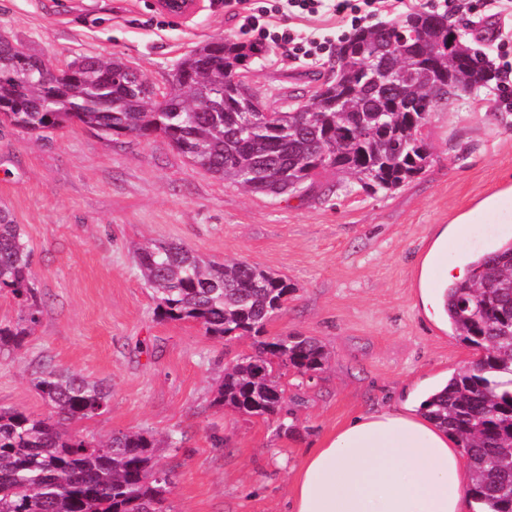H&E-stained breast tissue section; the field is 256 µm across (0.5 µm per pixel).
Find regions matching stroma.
Listing matches in <instances>:
<instances>
[{
	"instance_id": "stroma-1",
	"label": "stroma",
	"mask_w": 512,
	"mask_h": 512,
	"mask_svg": "<svg viewBox=\"0 0 512 512\" xmlns=\"http://www.w3.org/2000/svg\"><path fill=\"white\" fill-rule=\"evenodd\" d=\"M448 24L499 64L496 19ZM0 29L59 66L116 54L160 89L202 42H263L249 76L271 111L331 78L353 33L332 30L317 61L298 62L224 0H200L189 17L160 13L152 0H0ZM424 137L429 163L399 188L374 192L325 169L312 188L272 198L224 184L161 138L0 125V208L23 229L39 305L22 345L0 352V407L48 413L32 383L46 365L103 382L108 410L74 431L103 440L151 431L171 470L169 512H287L308 449L357 414L421 398L476 357L422 305L420 269L442 230L512 188V97L493 86L467 91L430 113ZM510 239L512 223L468 225L448 263L466 267ZM144 242L246 261L293 285L267 334L315 337L327 362L309 377L285 369L284 420L216 404L225 364L253 352V341L157 317L136 270ZM171 433L181 447H168Z\"/></svg>"
}]
</instances>
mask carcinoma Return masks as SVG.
I'll return each mask as SVG.
<instances>
[{
    "label": "carcinoma",
    "instance_id": "carcinoma-1",
    "mask_svg": "<svg viewBox=\"0 0 512 512\" xmlns=\"http://www.w3.org/2000/svg\"><path fill=\"white\" fill-rule=\"evenodd\" d=\"M419 14L390 25L405 52L426 51L435 36L426 26L411 35ZM377 30L354 33L339 49L336 77L315 92L304 112H247L233 78L264 47L231 39L204 42L173 70L161 99L141 97L125 85L131 69L112 55L80 56L45 81L54 64L22 45L0 42V122L27 132L80 125L107 136L161 137L192 164L224 182L268 193L279 184L292 192L313 185L332 167L353 180L392 189L421 173L430 157L421 130L426 100L448 76V55L402 93L375 88L365 70V49ZM486 57L460 82H487ZM138 267L153 290L162 319L193 321L205 334L231 340L256 337L254 352L224 370L216 403L249 417L283 410V368L301 375L322 369L325 353L311 336L264 337L266 325L288 302L293 287L276 273L247 262L208 260L174 243L137 249ZM31 251L20 225L0 209V290L26 303L36 322ZM454 333L479 353L423 403L427 417L448 430L466 462L467 494L476 512H512V241L475 256L468 275L445 291ZM28 329L0 326V350L21 345ZM35 389L51 407L47 415L0 408V512H166L171 472L155 457L152 433H119L107 441L70 433L65 425L106 411L102 383L57 368L41 370Z\"/></svg>",
    "mask_w": 512,
    "mask_h": 512
}]
</instances>
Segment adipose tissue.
Segmentation results:
<instances>
[{
  "instance_id": "1",
  "label": "adipose tissue",
  "mask_w": 512,
  "mask_h": 512,
  "mask_svg": "<svg viewBox=\"0 0 512 512\" xmlns=\"http://www.w3.org/2000/svg\"><path fill=\"white\" fill-rule=\"evenodd\" d=\"M440 234L421 272L423 303L456 276ZM465 468L454 438L418 408L360 414L304 456L289 512H467Z\"/></svg>"
}]
</instances>
